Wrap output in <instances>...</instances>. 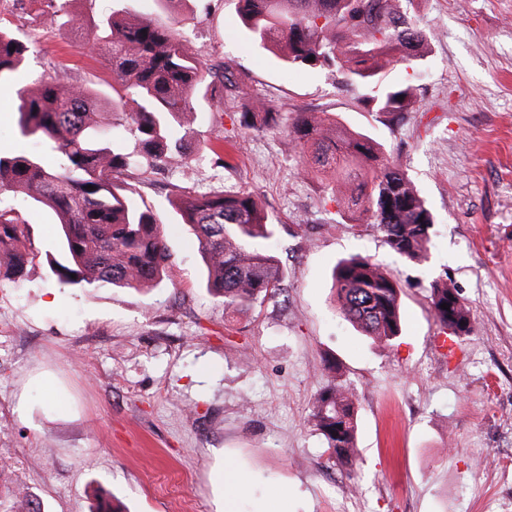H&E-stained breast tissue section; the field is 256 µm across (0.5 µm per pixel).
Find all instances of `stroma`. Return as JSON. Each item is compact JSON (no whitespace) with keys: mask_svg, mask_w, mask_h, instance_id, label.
<instances>
[{"mask_svg":"<svg viewBox=\"0 0 512 512\" xmlns=\"http://www.w3.org/2000/svg\"><path fill=\"white\" fill-rule=\"evenodd\" d=\"M80 33L40 0H0L29 46L21 81L90 85L112 109V72L90 44L113 11L176 23L203 62L234 58L246 90L288 113L327 112L398 158L435 217L426 261L392 253L303 176L287 134L250 135L233 98L200 99L186 166L136 161L124 182L159 217L171 271L151 290L61 288L46 210L0 191L32 226L35 258L0 281V503L23 490L42 512H218L224 470L236 512H512V0H419L421 64L400 123L358 103L335 74L288 68L253 45L237 0H82ZM254 190L277 226L285 296L238 321L206 287L199 245L172 203L188 192ZM361 254L403 287L404 332L379 345L336 312L331 269ZM470 305L473 334L438 344L439 273ZM336 357L359 407L360 467L335 466L310 412Z\"/></svg>","mask_w":512,"mask_h":512,"instance_id":"35a3bbf8","label":"stroma"}]
</instances>
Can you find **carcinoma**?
I'll use <instances>...</instances> for the list:
<instances>
[{
    "mask_svg": "<svg viewBox=\"0 0 512 512\" xmlns=\"http://www.w3.org/2000/svg\"><path fill=\"white\" fill-rule=\"evenodd\" d=\"M238 0L251 38L289 67L330 70L342 87L362 89L358 102L394 124L413 103L412 88L388 81L397 63L422 56L425 35L412 11L415 0ZM112 69V114L135 134L139 156L160 170L186 163L181 130L196 112L195 99L239 98L240 125L253 132L280 127L303 168L320 172L321 190L351 221L372 224L390 251L410 264L427 258L434 216L414 181L371 137L342 129L326 112L286 117L244 91L231 58L212 67L191 43L148 17L112 13L95 42ZM28 46L0 27V89L18 100L20 134L45 151H0V191L50 209L61 230L57 255L48 259L60 288H152L163 281L169 253L160 224L133 192L118 184L132 165L117 136L92 109L90 86L42 77L29 88L16 81ZM93 189H87V186ZM206 266V286L234 320L286 292L285 274L267 248L276 225L250 189L176 196ZM0 277L19 280L34 258L31 225L0 207ZM76 278H71V275ZM339 315L372 340L389 344L402 333V288L368 256L342 259L332 270ZM430 302L453 336L476 329L468 304L438 276ZM450 305V310L441 304ZM329 379L314 397L311 418L329 458L352 464L357 400L328 358Z\"/></svg>",
    "mask_w": 512,
    "mask_h": 512,
    "instance_id": "obj_1",
    "label": "carcinoma"
}]
</instances>
